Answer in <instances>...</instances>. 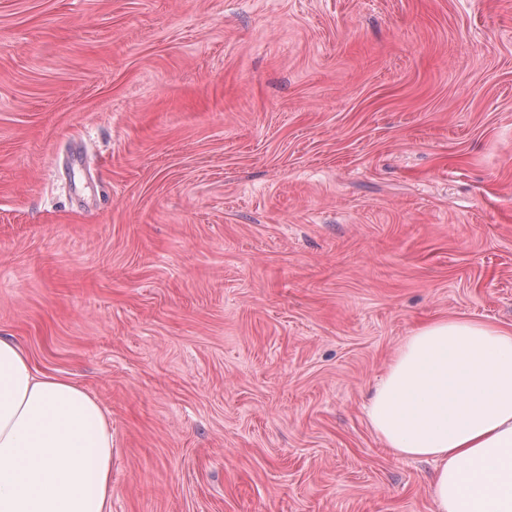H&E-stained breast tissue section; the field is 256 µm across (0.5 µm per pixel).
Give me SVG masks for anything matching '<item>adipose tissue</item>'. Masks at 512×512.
<instances>
[{
  "instance_id": "1",
  "label": "adipose tissue",
  "mask_w": 512,
  "mask_h": 512,
  "mask_svg": "<svg viewBox=\"0 0 512 512\" xmlns=\"http://www.w3.org/2000/svg\"><path fill=\"white\" fill-rule=\"evenodd\" d=\"M395 456L434 462L435 512H512V329L419 326L366 407ZM112 427L70 378L40 374L0 336V512H110Z\"/></svg>"
}]
</instances>
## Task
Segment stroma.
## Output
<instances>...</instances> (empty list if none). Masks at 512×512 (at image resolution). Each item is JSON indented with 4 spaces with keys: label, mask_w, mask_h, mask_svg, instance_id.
Returning <instances> with one entry per match:
<instances>
[{
    "label": "stroma",
    "mask_w": 512,
    "mask_h": 512,
    "mask_svg": "<svg viewBox=\"0 0 512 512\" xmlns=\"http://www.w3.org/2000/svg\"><path fill=\"white\" fill-rule=\"evenodd\" d=\"M512 327V0H0V336L111 512H434L364 405Z\"/></svg>",
    "instance_id": "obj_1"
}]
</instances>
